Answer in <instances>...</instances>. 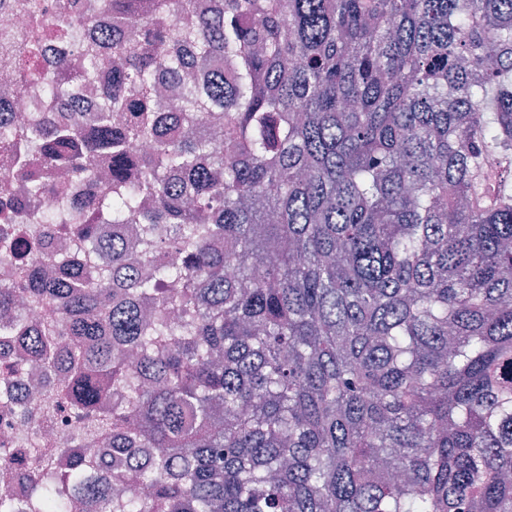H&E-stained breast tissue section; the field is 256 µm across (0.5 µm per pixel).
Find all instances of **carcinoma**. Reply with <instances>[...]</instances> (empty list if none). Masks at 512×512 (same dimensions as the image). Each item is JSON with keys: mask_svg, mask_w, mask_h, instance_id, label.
Listing matches in <instances>:
<instances>
[{"mask_svg": "<svg viewBox=\"0 0 512 512\" xmlns=\"http://www.w3.org/2000/svg\"><path fill=\"white\" fill-rule=\"evenodd\" d=\"M5 5L46 100L0 99V264L33 256L0 379L38 367L114 463L0 443V512H512V0Z\"/></svg>", "mask_w": 512, "mask_h": 512, "instance_id": "cac0c4a2", "label": "carcinoma"}]
</instances>
